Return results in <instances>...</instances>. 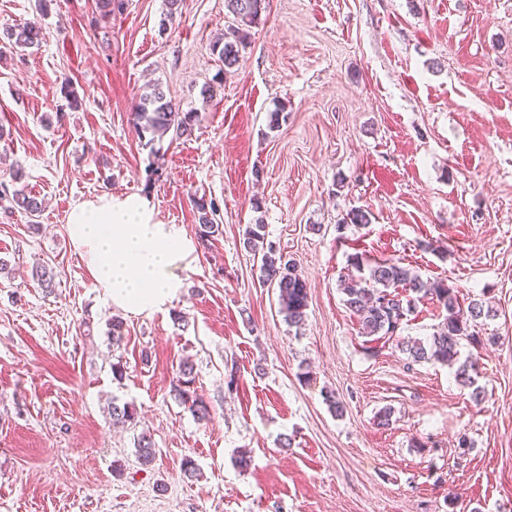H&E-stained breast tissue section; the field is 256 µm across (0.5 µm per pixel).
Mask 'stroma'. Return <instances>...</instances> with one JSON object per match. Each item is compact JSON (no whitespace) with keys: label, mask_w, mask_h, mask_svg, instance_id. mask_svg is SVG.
<instances>
[{"label":"stroma","mask_w":512,"mask_h":512,"mask_svg":"<svg viewBox=\"0 0 512 512\" xmlns=\"http://www.w3.org/2000/svg\"><path fill=\"white\" fill-rule=\"evenodd\" d=\"M96 2L0 0V33L43 32L0 50V181L44 202L0 209V512H512V0H269L230 70L224 0H126L98 24ZM153 84L195 113L190 136L140 140ZM109 195L193 241L195 200L220 209L163 311L122 315L71 240L72 207ZM357 208L369 224L346 222ZM259 220L307 282L301 326L259 282ZM358 252L482 301L484 345L460 346L480 399L362 335L339 290ZM185 359L207 419L171 392ZM113 402L136 423L113 424Z\"/></svg>","instance_id":"obj_1"}]
</instances>
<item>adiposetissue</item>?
I'll return each instance as SVG.
<instances>
[{
    "label": "adipose tissue",
    "mask_w": 512,
    "mask_h": 512,
    "mask_svg": "<svg viewBox=\"0 0 512 512\" xmlns=\"http://www.w3.org/2000/svg\"><path fill=\"white\" fill-rule=\"evenodd\" d=\"M95 287L124 313L138 316L166 308L180 291L176 276L194 248L173 224L154 219L139 196H110L74 206L68 216Z\"/></svg>",
    "instance_id": "obj_1"
}]
</instances>
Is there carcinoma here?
Here are the masks:
<instances>
[{"label": "carcinoma", "instance_id": "cac0c4a2", "mask_svg": "<svg viewBox=\"0 0 512 512\" xmlns=\"http://www.w3.org/2000/svg\"><path fill=\"white\" fill-rule=\"evenodd\" d=\"M225 7L233 16L234 25L224 33V40L213 46L219 61L226 69L239 64L241 51L245 48L248 28L257 24L266 9V0H225ZM42 31L35 24L13 30L9 39L16 47H30L39 43ZM195 114L180 112L175 104L168 100L159 86L141 96L139 111L135 113V125L138 136L152 144L167 134L175 138L189 136L192 133ZM0 199H6L12 208L25 211L34 217L41 212L42 204L34 195L22 189L9 190L0 182ZM199 213V239L207 244L209 238L219 231L215 224L217 207L201 199L196 203ZM265 225L256 223L246 229V245L254 253L261 255L259 281L264 286L278 290L280 312L288 324L298 326L306 316L308 289L306 280L299 272L295 262L286 258L280 250L265 243ZM351 266L357 271L368 270V276H343L339 286L344 295V304L359 319L361 334L369 337L381 335L395 341V346L407 358L415 363H440L452 365L458 363L460 340L466 339L472 344L481 345L482 340L473 330L477 320L484 315L483 303L473 299L462 305L457 291L442 283L436 288L428 287L418 275L397 258H385L367 262L363 256L355 254L350 258ZM33 278L44 288L52 287L56 273L55 267L45 263L35 267ZM435 298L447 312L443 322L433 333L430 342L406 340L398 335L403 321L414 313L417 303L427 297ZM478 374L476 363H459L456 378L459 384L473 388V394L479 395L475 387L474 375ZM195 382L194 367L189 361L180 363L174 386L175 399L199 418L209 416L207 405L190 390ZM137 412L132 405H112V419L121 423L135 421ZM136 453L138 459L147 464L155 457L154 443L145 432L137 436Z\"/></svg>", "mask_w": 512, "mask_h": 512}]
</instances>
